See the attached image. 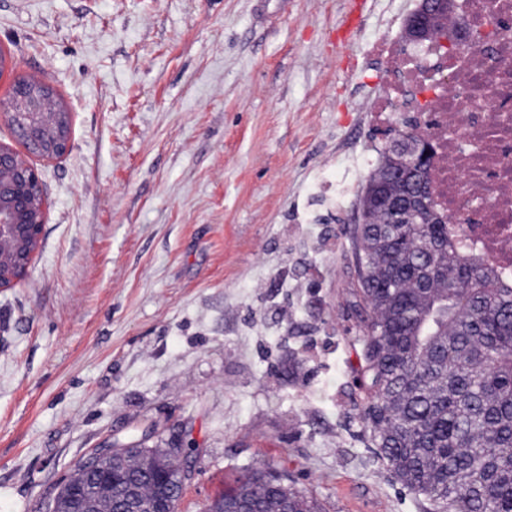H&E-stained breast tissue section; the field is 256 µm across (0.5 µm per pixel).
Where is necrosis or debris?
<instances>
[{
    "mask_svg": "<svg viewBox=\"0 0 512 512\" xmlns=\"http://www.w3.org/2000/svg\"><path fill=\"white\" fill-rule=\"evenodd\" d=\"M457 2L484 50L388 42L391 79L369 109L423 136L434 206L458 217L449 236L512 281V0Z\"/></svg>",
    "mask_w": 512,
    "mask_h": 512,
    "instance_id": "necrosis-or-debris-1",
    "label": "necrosis or debris"
}]
</instances>
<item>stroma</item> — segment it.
Listing matches in <instances>:
<instances>
[{
	"label": "stroma",
	"mask_w": 512,
	"mask_h": 512,
	"mask_svg": "<svg viewBox=\"0 0 512 512\" xmlns=\"http://www.w3.org/2000/svg\"><path fill=\"white\" fill-rule=\"evenodd\" d=\"M419 0H0V100L74 114L0 292V512H47L111 438L193 441L178 512L271 467L325 512H426L362 420L359 199L391 142L370 47Z\"/></svg>",
	"instance_id": "obj_1"
}]
</instances>
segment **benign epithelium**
I'll list each match as a JSON object with an SVG mask.
<instances>
[{
	"label": "benign epithelium",
	"mask_w": 512,
	"mask_h": 512,
	"mask_svg": "<svg viewBox=\"0 0 512 512\" xmlns=\"http://www.w3.org/2000/svg\"><path fill=\"white\" fill-rule=\"evenodd\" d=\"M454 10L455 0H420L416 10L405 20L410 41L438 38L455 46L460 53L473 50V40L464 26L439 30L434 20L439 7ZM8 99L14 107L0 111L23 144L26 154L0 146V291L14 288L30 275L40 248L44 224L50 209L44 181L30 161L35 157L53 161L64 157L72 141V113L65 108L54 87L39 75H31L12 84ZM394 147L412 153L411 164L428 168L427 152L413 146L408 138L394 141ZM147 436L125 442L113 439L96 448L84 460L87 469L121 467L133 452L146 450ZM169 459L179 463L183 480L190 478L182 440L176 439L165 449ZM73 512H157V502L146 501L136 491L119 504H112V488L106 481L93 485L74 477L59 490Z\"/></svg>",
	"instance_id": "1"
}]
</instances>
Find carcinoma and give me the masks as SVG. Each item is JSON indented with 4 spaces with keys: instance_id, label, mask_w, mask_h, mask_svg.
<instances>
[{
    "instance_id": "cac0c4a2",
    "label": "carcinoma",
    "mask_w": 512,
    "mask_h": 512,
    "mask_svg": "<svg viewBox=\"0 0 512 512\" xmlns=\"http://www.w3.org/2000/svg\"><path fill=\"white\" fill-rule=\"evenodd\" d=\"M377 173L395 177L391 195L427 205L396 211L361 200L371 219L357 239L358 292L370 315L365 332L362 416L378 454L432 512H512V285L459 251L431 203L425 173L407 174L390 148ZM150 473L128 466L113 475L112 500L133 484L148 498L168 481L177 506L176 465ZM266 512H322L319 502L273 469H245L208 508L239 497Z\"/></svg>"
}]
</instances>
